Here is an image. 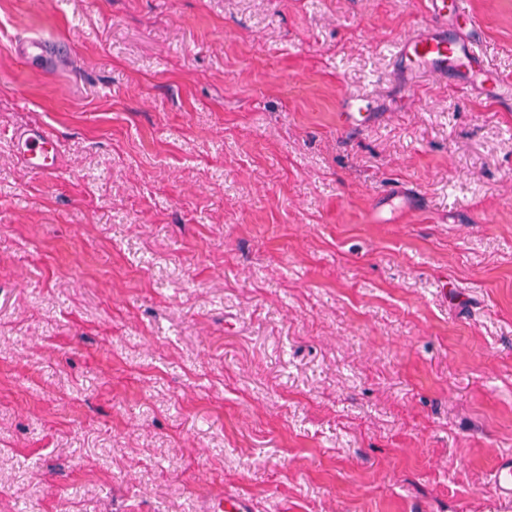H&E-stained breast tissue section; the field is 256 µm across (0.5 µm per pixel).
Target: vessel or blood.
<instances>
[{"mask_svg": "<svg viewBox=\"0 0 512 512\" xmlns=\"http://www.w3.org/2000/svg\"><path fill=\"white\" fill-rule=\"evenodd\" d=\"M430 23L427 27L397 40L392 56L398 71L410 76L426 73L438 78L455 77L456 86L477 92L487 100L499 102L512 98V81L492 73L486 66L476 43L480 39L478 21L466 0H426ZM15 52L31 64L49 70L62 64L70 51L68 43L30 37L15 43ZM375 118L362 111L358 96L342 102L340 120L345 127H362ZM56 137L35 125L17 132L13 150L19 161L31 171L50 174L56 169ZM492 494L512 503V455H504L490 478ZM205 512H254L250 499L227 493L208 499Z\"/></svg>", "mask_w": 512, "mask_h": 512, "instance_id": "b4317fda", "label": "vessel or blood"}]
</instances>
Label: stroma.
<instances>
[{"label": "stroma", "mask_w": 512, "mask_h": 512, "mask_svg": "<svg viewBox=\"0 0 512 512\" xmlns=\"http://www.w3.org/2000/svg\"><path fill=\"white\" fill-rule=\"evenodd\" d=\"M512 79V0H468ZM423 0H0V512H505L512 101ZM72 40L45 70L21 37ZM381 119L340 126L345 95ZM61 142L54 174L14 132ZM425 205L370 214L391 187ZM430 24L397 40L392 56L398 71L405 76L427 73L438 78H456L455 86L475 91L487 100L512 98V82L492 73L476 49L480 25L466 0H426ZM469 29L463 39L459 30ZM56 137L35 125L17 132L13 138L15 156L31 171L52 174L56 169ZM492 494L498 500L512 503V455H504L490 478ZM206 512H253L254 507L250 499L241 494L226 493L211 497L206 502Z\"/></svg>", "instance_id": "stroma-1"}]
</instances>
